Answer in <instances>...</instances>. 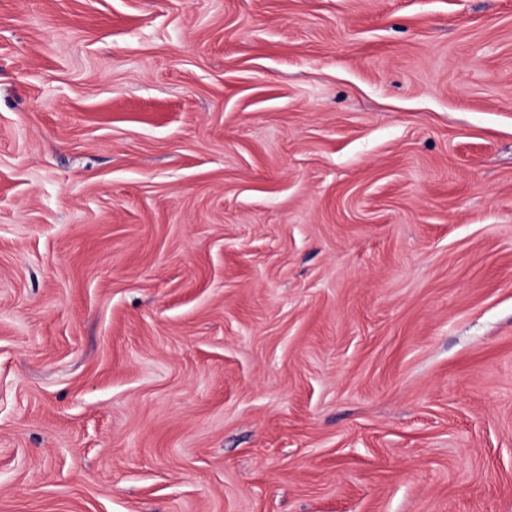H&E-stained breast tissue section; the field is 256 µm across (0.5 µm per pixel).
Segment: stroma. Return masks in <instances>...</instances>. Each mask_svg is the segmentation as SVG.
<instances>
[{
  "label": "stroma",
  "mask_w": 512,
  "mask_h": 512,
  "mask_svg": "<svg viewBox=\"0 0 512 512\" xmlns=\"http://www.w3.org/2000/svg\"><path fill=\"white\" fill-rule=\"evenodd\" d=\"M0 512H512V0H0Z\"/></svg>",
  "instance_id": "stroma-1"
}]
</instances>
